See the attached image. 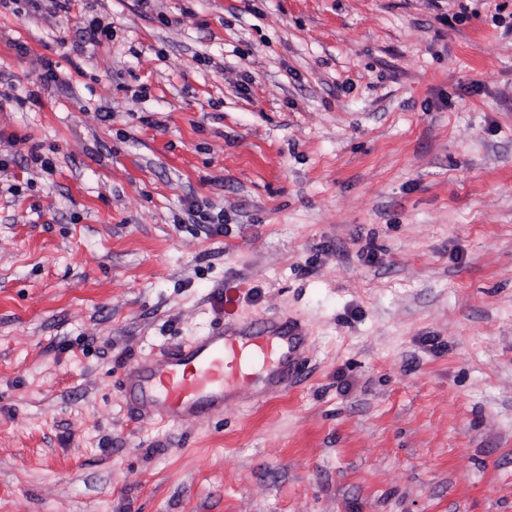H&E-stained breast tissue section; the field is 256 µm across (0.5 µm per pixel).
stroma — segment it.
I'll return each mask as SVG.
<instances>
[{"label": "stroma", "mask_w": 512, "mask_h": 512, "mask_svg": "<svg viewBox=\"0 0 512 512\" xmlns=\"http://www.w3.org/2000/svg\"><path fill=\"white\" fill-rule=\"evenodd\" d=\"M4 93L0 512H512V0H0ZM230 316L303 374L138 418Z\"/></svg>", "instance_id": "obj_1"}]
</instances>
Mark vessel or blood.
Returning <instances> with one entry per match:
<instances>
[{"mask_svg": "<svg viewBox=\"0 0 512 512\" xmlns=\"http://www.w3.org/2000/svg\"><path fill=\"white\" fill-rule=\"evenodd\" d=\"M303 341L295 320L229 322L160 360L136 363L124 383L144 418L184 424L223 406L242 385L259 392L286 388Z\"/></svg>", "mask_w": 512, "mask_h": 512, "instance_id": "vessel-or-blood-1", "label": "vessel or blood"}]
</instances>
